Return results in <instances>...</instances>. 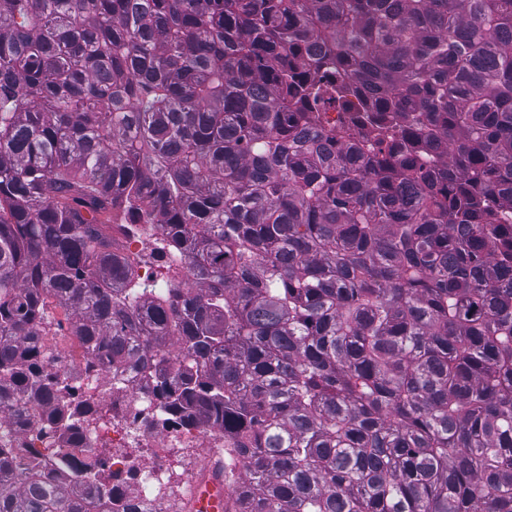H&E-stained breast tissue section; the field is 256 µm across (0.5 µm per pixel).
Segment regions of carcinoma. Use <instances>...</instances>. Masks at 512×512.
I'll list each match as a JSON object with an SVG mask.
<instances>
[{"instance_id":"obj_1","label":"carcinoma","mask_w":512,"mask_h":512,"mask_svg":"<svg viewBox=\"0 0 512 512\" xmlns=\"http://www.w3.org/2000/svg\"><path fill=\"white\" fill-rule=\"evenodd\" d=\"M51 304L224 512H512V0H0V410L74 401ZM84 465L0 447V512H105ZM133 225L137 224L112 225V249L129 258L137 281L151 286L156 281L154 262L148 258L153 245L151 240L133 231Z\"/></svg>"}]
</instances>
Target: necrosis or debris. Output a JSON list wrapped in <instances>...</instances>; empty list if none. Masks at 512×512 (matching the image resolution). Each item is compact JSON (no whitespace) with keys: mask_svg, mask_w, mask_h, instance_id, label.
<instances>
[{"mask_svg":"<svg viewBox=\"0 0 512 512\" xmlns=\"http://www.w3.org/2000/svg\"><path fill=\"white\" fill-rule=\"evenodd\" d=\"M112 247L129 258L140 283H155V265L149 258L151 240L137 234L131 225L116 224L112 227ZM87 362L85 351L77 344L67 347L58 360L61 376L82 399L111 409L106 417L85 419L79 447L65 448L55 425L35 416L33 403L25 399L0 415V431L7 433L9 447L37 449L43 465L54 466L61 454H68L67 475L72 480L82 477L89 452L110 445L112 454L106 466L113 477L123 481L120 495L112 501L113 512H124L129 500L138 512H171L174 503L186 494L190 481L189 473L180 468V449L225 458L228 450L223 434L203 426L181 427L165 418L160 397L151 394L141 380L117 378L103 369L91 375L85 370ZM18 413L28 416L24 426L11 423L12 415ZM132 448L137 451L133 457L128 454Z\"/></svg>","mask_w":512,"mask_h":512,"instance_id":"obj_1","label":"necrosis or debris"}]
</instances>
